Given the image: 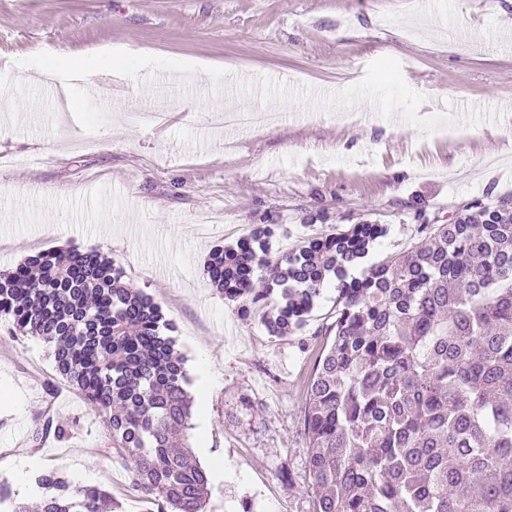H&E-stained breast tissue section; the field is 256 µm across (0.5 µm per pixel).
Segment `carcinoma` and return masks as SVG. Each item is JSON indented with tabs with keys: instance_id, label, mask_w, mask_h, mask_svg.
<instances>
[{
	"instance_id": "1",
	"label": "carcinoma",
	"mask_w": 512,
	"mask_h": 512,
	"mask_svg": "<svg viewBox=\"0 0 512 512\" xmlns=\"http://www.w3.org/2000/svg\"><path fill=\"white\" fill-rule=\"evenodd\" d=\"M360 278L348 269L385 234L354 224L270 259L275 225L214 249L211 287L271 336L301 332L336 278L330 343L304 407L313 512H512V203H475ZM266 269L260 281L257 270ZM53 347L134 483L169 512H205L209 473L187 444L192 401L171 322L111 258L65 248L0 272V316ZM39 512H112L95 486L37 479Z\"/></svg>"
}]
</instances>
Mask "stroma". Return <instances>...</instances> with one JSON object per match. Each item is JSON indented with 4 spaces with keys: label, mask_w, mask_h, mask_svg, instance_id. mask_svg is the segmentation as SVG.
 Listing matches in <instances>:
<instances>
[{
    "label": "stroma",
    "mask_w": 512,
    "mask_h": 512,
    "mask_svg": "<svg viewBox=\"0 0 512 512\" xmlns=\"http://www.w3.org/2000/svg\"><path fill=\"white\" fill-rule=\"evenodd\" d=\"M0 0V271L56 248L112 257L160 305L186 358L188 443L210 470L208 512H313L307 387L328 340L336 288L305 331L269 335L211 288L209 253L274 224L271 257L306 238L372 222L375 263L421 242L417 210L444 224L475 202L512 201V0ZM138 51L124 103L76 83L60 112L34 79L38 57L106 44ZM210 68L168 93L166 119L133 122L160 70ZM26 112L14 113L17 103ZM265 130H228V106ZM394 107L388 136L346 118ZM69 427L66 440L46 420ZM57 373L50 347L0 319V482L46 470L107 489L116 512H157L130 463Z\"/></svg>",
    "instance_id": "35a3bbf8"
}]
</instances>
